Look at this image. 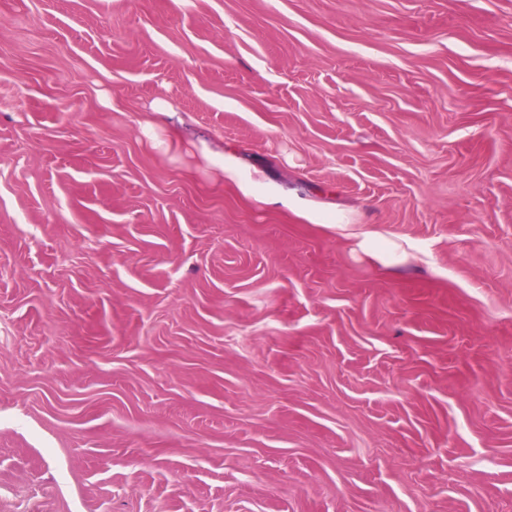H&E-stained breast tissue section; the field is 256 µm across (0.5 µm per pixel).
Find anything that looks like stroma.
Returning a JSON list of instances; mask_svg holds the SVG:
<instances>
[{"instance_id":"1","label":"stroma","mask_w":512,"mask_h":512,"mask_svg":"<svg viewBox=\"0 0 512 512\" xmlns=\"http://www.w3.org/2000/svg\"><path fill=\"white\" fill-rule=\"evenodd\" d=\"M0 512H512V0H0ZM361 246L371 254L397 258L399 257L398 249L394 244H387L386 241L375 232H368L362 236Z\"/></svg>"}]
</instances>
